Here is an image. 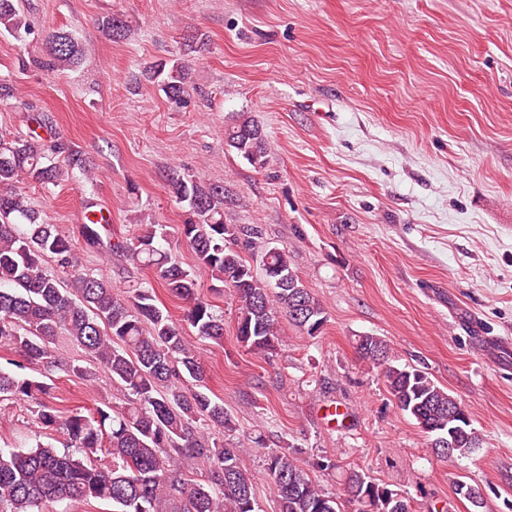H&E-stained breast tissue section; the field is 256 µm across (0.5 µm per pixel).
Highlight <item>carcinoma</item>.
Returning <instances> with one entry per match:
<instances>
[{"mask_svg": "<svg viewBox=\"0 0 512 512\" xmlns=\"http://www.w3.org/2000/svg\"><path fill=\"white\" fill-rule=\"evenodd\" d=\"M114 42L125 39L124 15L102 20ZM22 40L31 24L19 0H0V31ZM85 48L65 30L52 31L36 65L48 73L75 67ZM166 98L186 105L197 86L188 61L179 57L146 67ZM224 141L254 167L267 164L268 143L252 117L239 113L225 126ZM83 154L52 138L0 129V343L13 350L34 376L0 368V400L31 406L38 431L24 447H0V512H50L57 503L89 500L112 512H260L253 476L239 464L238 451L224 445V430L234 425L224 403L211 398L198 347L191 344L169 311L157 304L156 287L184 302L183 323L201 341L224 343V318L199 293L194 270L185 268L159 245L164 224L134 237H117L106 225L83 224L86 249L119 263L151 269L121 299L112 281L86 272L73 240L49 224L19 190L27 180L44 188L64 179L91 178ZM168 193L188 204L194 219L178 227L195 266L229 290L237 305L238 343L264 357L278 351L288 324L310 337L326 322L322 302L306 288L288 250L264 241L255 224H227L228 192L220 182L172 172ZM254 249L262 273L238 250ZM65 338L94 359L112 380L117 400L103 409L77 407L65 416L53 407L54 375L87 383L96 372L58 352ZM359 357L382 367L398 409L434 440L452 444L444 457L466 456L482 444L470 414L453 395L416 366L392 363L387 341L355 339ZM62 433L60 450L43 441L46 431ZM265 470L279 512H342L339 498L324 491L297 458L286 451L265 456ZM344 492L356 512H396L395 494L361 471L346 473Z\"/></svg>", "mask_w": 512, "mask_h": 512, "instance_id": "1", "label": "carcinoma"}]
</instances>
